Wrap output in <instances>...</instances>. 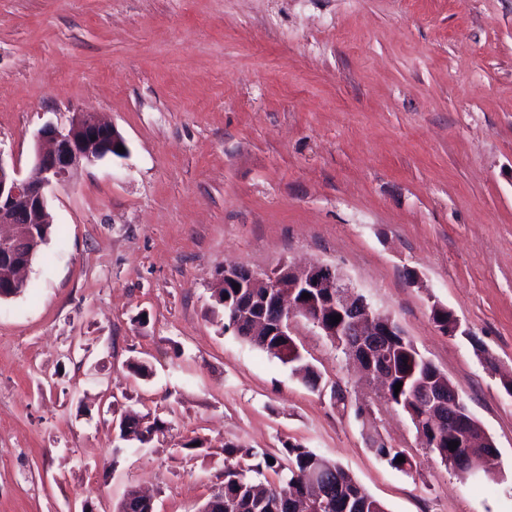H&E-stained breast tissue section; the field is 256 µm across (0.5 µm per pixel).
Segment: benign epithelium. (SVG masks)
I'll list each match as a JSON object with an SVG mask.
<instances>
[{
	"label": "benign epithelium",
	"mask_w": 512,
	"mask_h": 512,
	"mask_svg": "<svg viewBox=\"0 0 512 512\" xmlns=\"http://www.w3.org/2000/svg\"><path fill=\"white\" fill-rule=\"evenodd\" d=\"M38 149L35 173L27 178L5 164L0 156V254L11 258L15 271L12 286L24 282L23 272L30 267L37 241L35 225L51 221L47 191L74 179L85 165L93 164L117 150L122 141L117 130L91 113L76 114L66 130L45 126L37 133ZM239 283L245 288H265L272 297L271 306L288 316L277 324L276 332L291 336L290 317L302 316L322 335H336V328L323 321L320 308L293 299L298 288L326 301V307L349 314L346 336H381L377 325L392 329L393 319L374 309L353 287L336 266L316 262L302 271L290 263H281L269 273L248 267L224 268L218 288ZM332 504L317 494L304 501L299 512H331Z\"/></svg>",
	"instance_id": "obj_1"
}]
</instances>
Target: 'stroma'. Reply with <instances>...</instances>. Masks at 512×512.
Wrapping results in <instances>:
<instances>
[{
    "mask_svg": "<svg viewBox=\"0 0 512 512\" xmlns=\"http://www.w3.org/2000/svg\"><path fill=\"white\" fill-rule=\"evenodd\" d=\"M79 112L127 152L49 191L54 234L0 300V512H114L131 485L197 512L228 441L312 448L387 512H512V0H0V157L29 176L38 130ZM316 261L448 376L491 477L447 470L390 407L336 408L333 386L376 387L306 320L316 391L225 330L224 266ZM128 411L164 432L121 440ZM376 434L369 432L367 435L368 442H371L373 445L371 449L374 450L379 457L385 459L392 468L401 471L407 475L412 474L413 471H415L417 468V463L414 457L406 453L404 450L392 448L382 440H377ZM399 456H404L405 462L397 463L396 459Z\"/></svg>",
    "mask_w": 512,
    "mask_h": 512,
    "instance_id": "35a3bbf8",
    "label": "stroma"
}]
</instances>
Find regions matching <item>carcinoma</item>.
<instances>
[{"label": "carcinoma", "instance_id": "1", "mask_svg": "<svg viewBox=\"0 0 512 512\" xmlns=\"http://www.w3.org/2000/svg\"><path fill=\"white\" fill-rule=\"evenodd\" d=\"M228 299L224 300V320L230 321L233 313L241 307L253 308L259 300L252 297L246 288L224 289ZM242 338L254 346L278 359L282 364L292 367V372L312 390L319 389L320 374L304 362L298 344L291 336L242 335ZM386 353L374 367L390 376V384L384 396L376 400L391 404L402 411L414 422L416 433L423 436L420 445L433 454L445 467L461 475L479 467V452L491 454L495 448L489 443L483 448H456L451 450L448 443V428L433 429L423 422L415 421L426 413L424 401L419 393L424 390L453 394L456 418L466 421L467 429L476 431L479 424L472 417L466 404L455 393L448 377L441 373L417 350L413 341L395 330L394 335L382 337ZM402 383L400 391L394 385ZM367 440L372 450L385 459L394 469L407 475L413 473L417 463L411 455L398 448H392L376 439L370 432ZM402 456L405 461L396 462ZM248 464H242V461ZM322 465L324 474L321 490L339 504L337 512H386L385 505L368 494L356 479L339 462L330 459L301 444L286 442L280 454L256 452L234 442L224 443V481L203 503L202 508L210 512H297V503L310 495L311 489L306 483V473L317 465ZM271 471L278 481H262L261 476ZM116 512H151L150 506L137 496L135 488L126 490L124 497L116 506Z\"/></svg>", "mask_w": 512, "mask_h": 512}]
</instances>
